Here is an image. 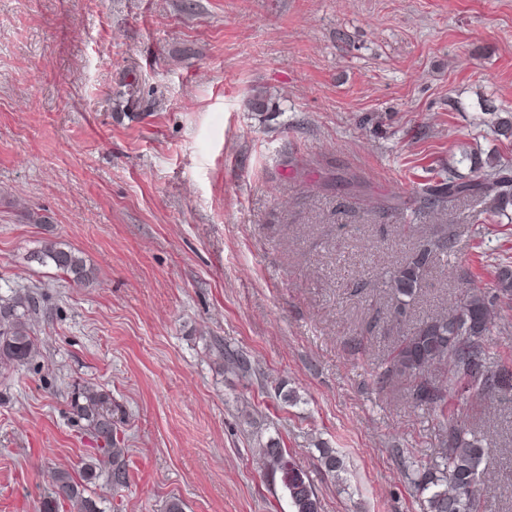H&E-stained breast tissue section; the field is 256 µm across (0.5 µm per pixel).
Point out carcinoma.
Wrapping results in <instances>:
<instances>
[{
	"label": "carcinoma",
	"instance_id": "cac0c4a2",
	"mask_svg": "<svg viewBox=\"0 0 512 512\" xmlns=\"http://www.w3.org/2000/svg\"><path fill=\"white\" fill-rule=\"evenodd\" d=\"M467 160L468 173L453 167L434 186L422 189L421 210L433 213L468 196L482 198L489 217L512 207V169L502 164L485 167L470 160L464 151L458 163ZM453 248L448 237L428 240L418 245L407 264L389 273L387 287L397 301L394 312L410 326L382 360L377 379L383 387L402 379L410 381L407 394L411 401L442 418L439 460L415 482L427 512H484V460L490 448L482 445L466 419L448 411V398L465 389L479 400L512 403V376L490 361L491 350L506 331L504 309H512V266L498 268L494 286L486 287L471 278L450 309L410 320L408 308L424 278ZM35 260L52 266L80 287L89 286L95 278L79 251L56 240L44 242ZM38 310L33 292L0 297V369L23 366L33 358L36 338L31 320ZM71 409L100 442L97 457L77 473L61 470L55 474L44 512H59L66 505L70 512H96L84 496V481L95 469L107 472V483L115 490L128 481L125 449L118 447V429L106 393L95 385H83L72 394ZM260 456L291 512H321V501L307 472L286 454L280 442H267ZM320 461L325 472L337 480L346 472L343 459L332 448L320 449Z\"/></svg>",
	"mask_w": 512,
	"mask_h": 512
}]
</instances>
